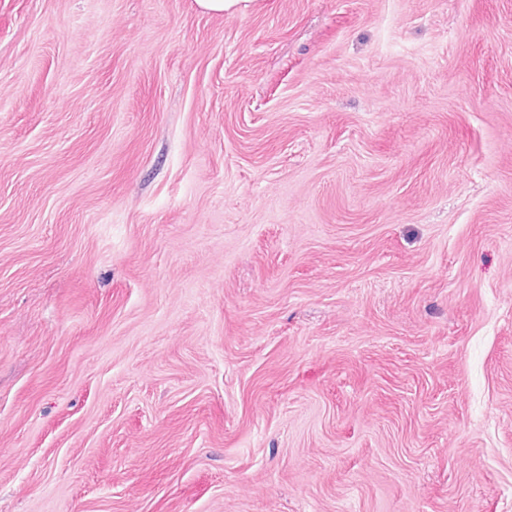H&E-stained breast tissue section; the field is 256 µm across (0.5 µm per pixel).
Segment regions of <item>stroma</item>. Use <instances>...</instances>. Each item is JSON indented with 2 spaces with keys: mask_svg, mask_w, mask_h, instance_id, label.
I'll return each mask as SVG.
<instances>
[{
  "mask_svg": "<svg viewBox=\"0 0 512 512\" xmlns=\"http://www.w3.org/2000/svg\"><path fill=\"white\" fill-rule=\"evenodd\" d=\"M0 512H512V0H0Z\"/></svg>",
  "mask_w": 512,
  "mask_h": 512,
  "instance_id": "1",
  "label": "stroma"
}]
</instances>
